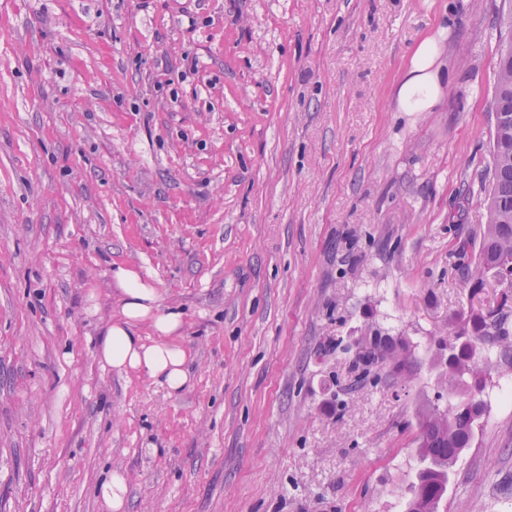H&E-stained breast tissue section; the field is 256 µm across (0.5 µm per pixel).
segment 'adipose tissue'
I'll list each match as a JSON object with an SVG mask.
<instances>
[{"mask_svg": "<svg viewBox=\"0 0 512 512\" xmlns=\"http://www.w3.org/2000/svg\"><path fill=\"white\" fill-rule=\"evenodd\" d=\"M442 75L437 39L426 37L396 88L397 111H433L443 98ZM111 279L117 303L95 343L101 364L118 376L134 374L168 395H180L190 383L188 354L180 342L181 309L162 306L153 277L133 266L113 263Z\"/></svg>", "mask_w": 512, "mask_h": 512, "instance_id": "1", "label": "adipose tissue"}]
</instances>
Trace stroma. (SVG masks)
<instances>
[{"instance_id":"35a3bbf8","label":"stroma","mask_w":512,"mask_h":512,"mask_svg":"<svg viewBox=\"0 0 512 512\" xmlns=\"http://www.w3.org/2000/svg\"><path fill=\"white\" fill-rule=\"evenodd\" d=\"M0 0V512H405L431 339L470 303L504 0ZM440 33L432 112L394 87ZM469 242L460 252V242ZM180 307L192 385L102 367L112 263ZM408 384L352 388L361 328ZM447 512H512V408ZM414 351L402 336L382 334L378 329L368 328L354 345L350 371L352 386L365 384L378 375L381 367H388L398 382L412 378ZM103 508L108 512H125L127 508L128 481L122 472L113 471L99 487Z\"/></svg>"}]
</instances>
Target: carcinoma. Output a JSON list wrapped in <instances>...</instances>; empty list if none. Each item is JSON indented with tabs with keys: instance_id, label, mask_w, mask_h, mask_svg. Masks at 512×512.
<instances>
[{
	"instance_id": "carcinoma-1",
	"label": "carcinoma",
	"mask_w": 512,
	"mask_h": 512,
	"mask_svg": "<svg viewBox=\"0 0 512 512\" xmlns=\"http://www.w3.org/2000/svg\"><path fill=\"white\" fill-rule=\"evenodd\" d=\"M492 110L496 121L490 179L479 191L488 222L475 269L467 273L466 280L480 289L490 278L509 289L497 305L460 315L448 335L434 340L448 406L442 410L428 405L419 410L416 455L420 468L407 488L406 512H425L428 503L445 499L448 476L471 446L478 426L473 409L485 415L483 395L493 374L512 373V37L499 45ZM413 355L405 338L368 328L354 345L352 385L365 384L382 367L389 368L397 381L406 382L412 378Z\"/></svg>"
}]
</instances>
